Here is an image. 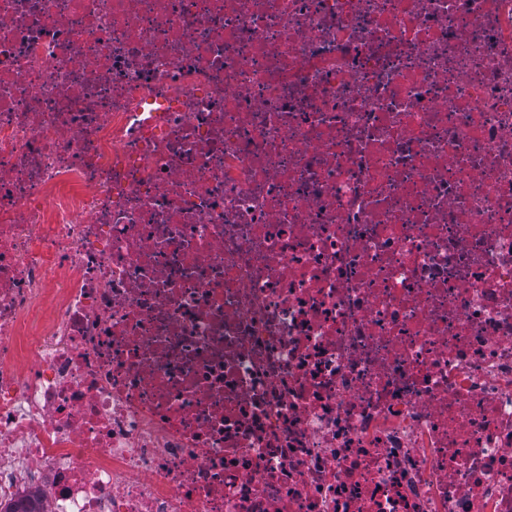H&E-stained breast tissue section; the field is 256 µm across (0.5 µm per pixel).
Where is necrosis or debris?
I'll return each mask as SVG.
<instances>
[{"label": "necrosis or debris", "instance_id": "necrosis-or-debris-1", "mask_svg": "<svg viewBox=\"0 0 512 512\" xmlns=\"http://www.w3.org/2000/svg\"><path fill=\"white\" fill-rule=\"evenodd\" d=\"M512 512V0H0V505Z\"/></svg>", "mask_w": 512, "mask_h": 512}]
</instances>
